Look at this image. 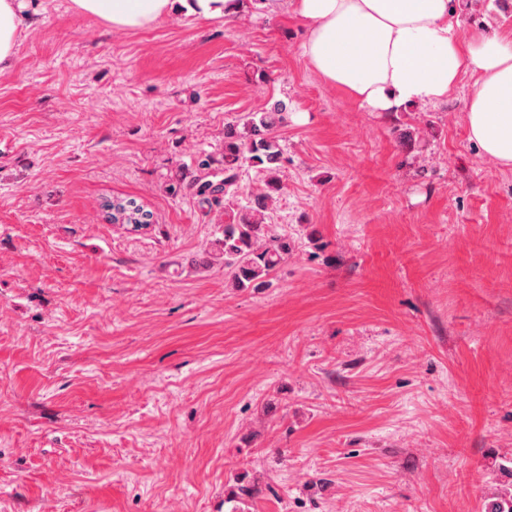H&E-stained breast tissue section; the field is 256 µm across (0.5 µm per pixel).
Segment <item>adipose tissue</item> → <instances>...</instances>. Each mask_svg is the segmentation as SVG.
Masks as SVG:
<instances>
[{
	"instance_id": "obj_1",
	"label": "adipose tissue",
	"mask_w": 512,
	"mask_h": 512,
	"mask_svg": "<svg viewBox=\"0 0 512 512\" xmlns=\"http://www.w3.org/2000/svg\"><path fill=\"white\" fill-rule=\"evenodd\" d=\"M227 0H72L81 14L117 30H145L171 14L224 15ZM304 28L302 54L327 83L360 105L394 112L447 99L463 76L468 139L512 169V38L463 37L452 0H289ZM24 0H0V71L10 68L28 28Z\"/></svg>"
}]
</instances>
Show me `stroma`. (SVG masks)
<instances>
[{"label": "stroma", "instance_id": "stroma-1", "mask_svg": "<svg viewBox=\"0 0 512 512\" xmlns=\"http://www.w3.org/2000/svg\"><path fill=\"white\" fill-rule=\"evenodd\" d=\"M0 72V512H487L512 497V171L470 78L375 112L287 5L112 29L26 0ZM512 34V0H456ZM283 104L269 287L197 263L230 215L171 188ZM115 196L151 212L107 223Z\"/></svg>", "mask_w": 512, "mask_h": 512}]
</instances>
